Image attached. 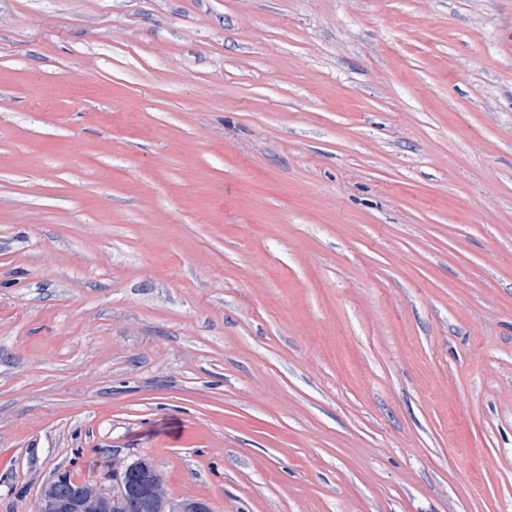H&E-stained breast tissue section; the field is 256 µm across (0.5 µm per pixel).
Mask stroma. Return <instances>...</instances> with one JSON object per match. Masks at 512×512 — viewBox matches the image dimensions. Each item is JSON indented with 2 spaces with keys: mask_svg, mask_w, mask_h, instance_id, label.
I'll return each mask as SVG.
<instances>
[{
  "mask_svg": "<svg viewBox=\"0 0 512 512\" xmlns=\"http://www.w3.org/2000/svg\"><path fill=\"white\" fill-rule=\"evenodd\" d=\"M141 455L512 512V0H0V512Z\"/></svg>",
  "mask_w": 512,
  "mask_h": 512,
  "instance_id": "stroma-1",
  "label": "stroma"
}]
</instances>
